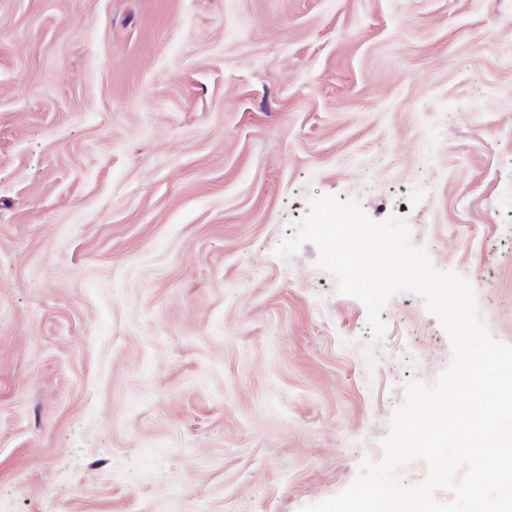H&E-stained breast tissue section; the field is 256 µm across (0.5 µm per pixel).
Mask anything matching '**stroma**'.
<instances>
[{
	"label": "stroma",
	"mask_w": 512,
	"mask_h": 512,
	"mask_svg": "<svg viewBox=\"0 0 512 512\" xmlns=\"http://www.w3.org/2000/svg\"><path fill=\"white\" fill-rule=\"evenodd\" d=\"M512 0H0V512H299L450 340L373 339L317 195L406 218L512 345Z\"/></svg>",
	"instance_id": "obj_1"
}]
</instances>
